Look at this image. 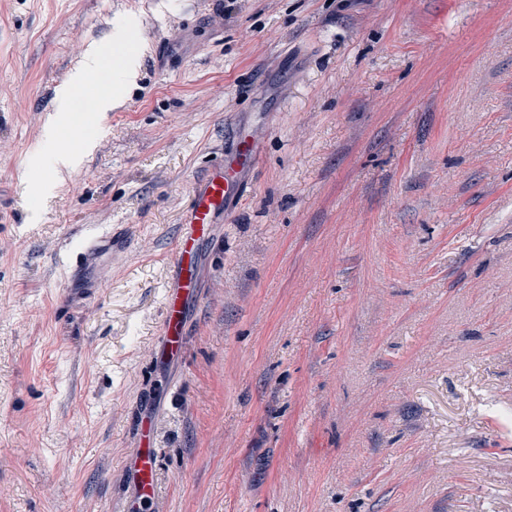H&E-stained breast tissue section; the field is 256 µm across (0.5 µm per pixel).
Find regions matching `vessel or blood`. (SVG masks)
<instances>
[{"label":"vessel or blood","instance_id":"1","mask_svg":"<svg viewBox=\"0 0 512 512\" xmlns=\"http://www.w3.org/2000/svg\"><path fill=\"white\" fill-rule=\"evenodd\" d=\"M258 162L256 141L248 137L235 138L223 166L206 172L192 189L191 204L183 216L176 239L174 265L177 272L163 294L164 310L159 336L162 355L173 356L182 350L184 307L199 288L200 246L210 238L216 215L224 212L227 204L239 197L242 173L254 169ZM152 443L151 424L142 421L140 451L129 466L136 493L126 507L127 512H141L144 504L156 494L158 459Z\"/></svg>","mask_w":512,"mask_h":512}]
</instances>
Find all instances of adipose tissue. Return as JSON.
<instances>
[{"label": "adipose tissue", "mask_w": 512, "mask_h": 512, "mask_svg": "<svg viewBox=\"0 0 512 512\" xmlns=\"http://www.w3.org/2000/svg\"><path fill=\"white\" fill-rule=\"evenodd\" d=\"M127 36V31L120 29L115 32L113 41L89 46L68 82L56 94L57 116L50 121L45 131L47 140H57L60 133L68 129L76 110L79 92L88 91L87 109L91 112L109 111L113 100L126 93V79L133 73L138 54L128 51L118 56L113 55L112 44L126 41Z\"/></svg>", "instance_id": "obj_1"}]
</instances>
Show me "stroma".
Instances as JSON below:
<instances>
[{
  "instance_id": "obj_1",
  "label": "stroma",
  "mask_w": 512,
  "mask_h": 512,
  "mask_svg": "<svg viewBox=\"0 0 512 512\" xmlns=\"http://www.w3.org/2000/svg\"><path fill=\"white\" fill-rule=\"evenodd\" d=\"M125 19L137 76L42 192L56 92ZM237 128L262 158L163 361ZM146 401L151 512H512V0H0V512H123ZM259 162L256 140L234 138L233 149L226 154L224 165L206 172L192 189V200L185 212L176 239L174 265L176 277L163 294V319L159 341L161 353L173 356L182 351L183 313L185 304L199 288L198 251L210 238L216 214L223 212L242 190L241 175Z\"/></svg>"
}]
</instances>
